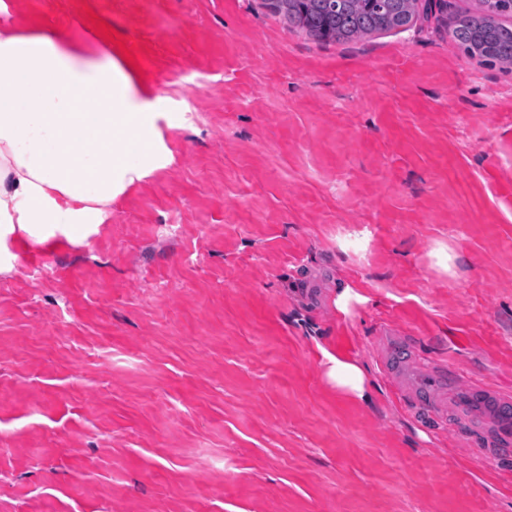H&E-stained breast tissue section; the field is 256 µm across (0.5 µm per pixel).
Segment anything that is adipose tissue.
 I'll return each mask as SVG.
<instances>
[{
  "mask_svg": "<svg viewBox=\"0 0 512 512\" xmlns=\"http://www.w3.org/2000/svg\"><path fill=\"white\" fill-rule=\"evenodd\" d=\"M160 98L139 95L112 61L81 62L53 27L0 31V273L13 243H83L114 196L157 167ZM328 384L368 401L358 361L321 349Z\"/></svg>",
  "mask_w": 512,
  "mask_h": 512,
  "instance_id": "obj_1",
  "label": "adipose tissue"
}]
</instances>
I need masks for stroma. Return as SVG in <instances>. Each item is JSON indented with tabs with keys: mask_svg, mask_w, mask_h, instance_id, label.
Listing matches in <instances>:
<instances>
[{
	"mask_svg": "<svg viewBox=\"0 0 512 512\" xmlns=\"http://www.w3.org/2000/svg\"><path fill=\"white\" fill-rule=\"evenodd\" d=\"M480 8L324 42L270 0H0L163 98L167 149L0 273V512H512V65L452 40ZM321 364L328 384L349 398L369 401L368 375L358 361L325 347L320 348Z\"/></svg>",
	"mask_w": 512,
	"mask_h": 512,
	"instance_id": "stroma-1",
	"label": "stroma"
}]
</instances>
